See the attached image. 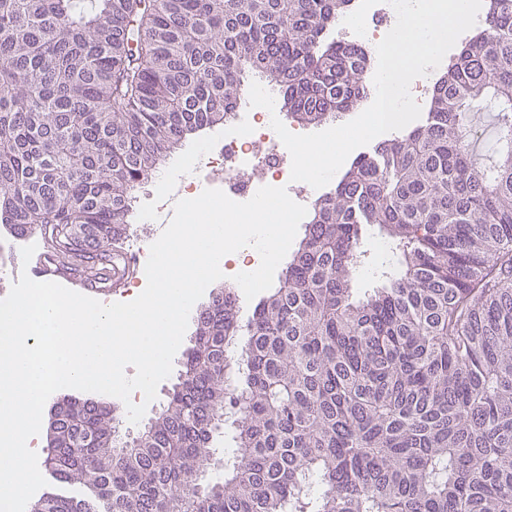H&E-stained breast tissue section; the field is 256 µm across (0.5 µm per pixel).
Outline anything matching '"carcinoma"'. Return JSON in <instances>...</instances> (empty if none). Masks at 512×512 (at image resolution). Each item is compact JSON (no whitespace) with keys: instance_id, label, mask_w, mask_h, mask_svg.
<instances>
[{"instance_id":"obj_1","label":"carcinoma","mask_w":512,"mask_h":512,"mask_svg":"<svg viewBox=\"0 0 512 512\" xmlns=\"http://www.w3.org/2000/svg\"><path fill=\"white\" fill-rule=\"evenodd\" d=\"M353 2L0 0V224L75 274L112 266L137 188L249 76L302 124L368 98L369 52L335 35ZM486 2L424 117L314 199L278 288L245 321L230 289L200 311L142 433L59 407L45 467L81 495L52 485L37 512H512V0ZM375 226L397 266L359 296Z\"/></svg>"}]
</instances>
